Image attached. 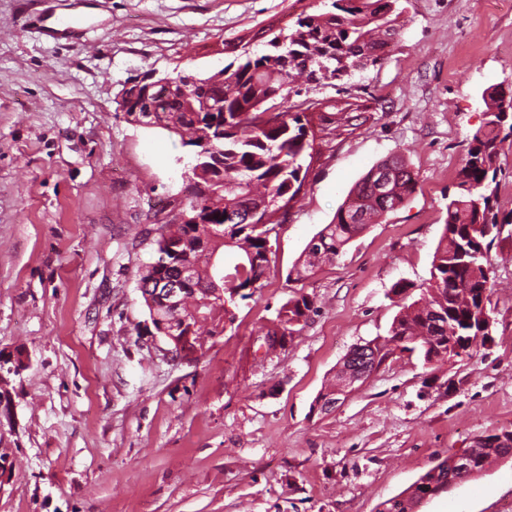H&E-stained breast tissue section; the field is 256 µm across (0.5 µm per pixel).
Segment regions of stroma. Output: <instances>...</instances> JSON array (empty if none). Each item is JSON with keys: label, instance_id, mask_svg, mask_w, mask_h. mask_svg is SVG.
Here are the masks:
<instances>
[{"label": "stroma", "instance_id": "35a3bbf8", "mask_svg": "<svg viewBox=\"0 0 512 512\" xmlns=\"http://www.w3.org/2000/svg\"><path fill=\"white\" fill-rule=\"evenodd\" d=\"M330 0H0V512H378L448 454L512 429V237L490 250V346L449 366L399 354L339 395L352 347L387 339L424 294L464 149L488 88L512 89V0H400L381 64L296 79L317 153L291 202L263 288L191 360L154 329L138 289L145 238L183 187L179 137L127 118L124 85L149 70L209 75L248 41ZM370 106L340 136L314 103ZM410 200L333 263L289 278L354 185L394 154ZM410 286L407 297L395 283ZM314 311L287 347L252 340L289 297ZM418 512H512V461Z\"/></svg>", "mask_w": 512, "mask_h": 512}]
</instances>
